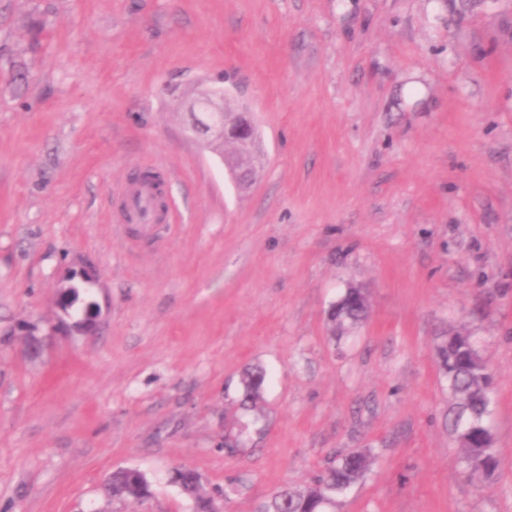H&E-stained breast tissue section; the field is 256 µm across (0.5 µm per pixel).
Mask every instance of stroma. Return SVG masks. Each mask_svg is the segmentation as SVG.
I'll return each mask as SVG.
<instances>
[{"instance_id":"stroma-1","label":"stroma","mask_w":512,"mask_h":512,"mask_svg":"<svg viewBox=\"0 0 512 512\" xmlns=\"http://www.w3.org/2000/svg\"><path fill=\"white\" fill-rule=\"evenodd\" d=\"M218 76L244 187L186 131ZM144 165L179 216L119 232ZM85 268L99 326L59 334ZM349 288L369 317L336 333ZM455 331L495 376L490 479L448 431ZM357 451L335 512H512V0H0V512H117L119 466L134 512H193L179 466L256 512ZM264 380L263 372L260 370L248 369L244 375V391L242 398L243 407H256L259 399V392ZM106 495L112 502L127 506L134 505L151 494L150 483L140 469L118 467L107 476L103 483Z\"/></svg>"}]
</instances>
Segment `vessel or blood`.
I'll use <instances>...</instances> for the list:
<instances>
[{"mask_svg": "<svg viewBox=\"0 0 512 512\" xmlns=\"http://www.w3.org/2000/svg\"><path fill=\"white\" fill-rule=\"evenodd\" d=\"M117 226L140 225L149 232L157 225L173 221L172 207H160L156 201V190L148 182L124 181L118 189Z\"/></svg>", "mask_w": 512, "mask_h": 512, "instance_id": "obj_1", "label": "vessel or blood"}]
</instances>
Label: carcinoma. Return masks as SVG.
<instances>
[{"instance_id":"1","label":"carcinoma","mask_w":512,"mask_h":512,"mask_svg":"<svg viewBox=\"0 0 512 512\" xmlns=\"http://www.w3.org/2000/svg\"><path fill=\"white\" fill-rule=\"evenodd\" d=\"M366 302L348 297L336 304L330 321L338 326L357 323L365 318ZM459 343L443 340L435 349L442 374L457 403L448 421L460 449V462L474 477L488 479L498 470L500 458L490 426L493 379L470 335L455 333ZM264 380L260 370H247L244 375L242 406L255 407ZM370 458L362 452L337 455L303 489L285 487L275 492L262 512H327L368 471ZM182 491L193 498L196 512H216L212 500L201 486L200 476L191 469H179ZM106 495L116 503L134 505L151 494L150 483L140 469L118 467L103 483Z\"/></svg>"}]
</instances>
